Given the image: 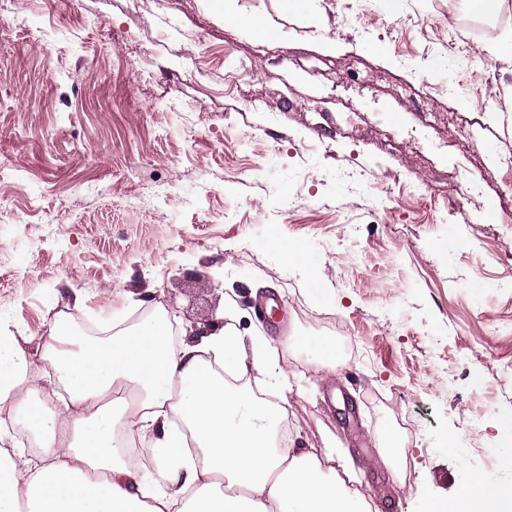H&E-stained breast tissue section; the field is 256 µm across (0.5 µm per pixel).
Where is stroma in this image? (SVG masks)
Returning a JSON list of instances; mask_svg holds the SVG:
<instances>
[{"label": "stroma", "instance_id": "obj_1", "mask_svg": "<svg viewBox=\"0 0 512 512\" xmlns=\"http://www.w3.org/2000/svg\"><path fill=\"white\" fill-rule=\"evenodd\" d=\"M12 0L0 13V316L177 329L232 307L278 350L290 438L360 461L397 435L382 512H427L497 456L512 413V58L468 41L448 0ZM466 57L449 95L436 59ZM482 177L472 200L461 193ZM309 252L307 266L289 249ZM330 292L313 306L311 281ZM350 339L320 380L296 336ZM234 1L236 0H224L225 21L233 22L243 29L253 31L260 36H269V31L261 28L255 18L236 11Z\"/></svg>", "mask_w": 512, "mask_h": 512}]
</instances>
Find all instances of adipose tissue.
<instances>
[{
  "instance_id": "adipose-tissue-1",
  "label": "adipose tissue",
  "mask_w": 512,
  "mask_h": 512,
  "mask_svg": "<svg viewBox=\"0 0 512 512\" xmlns=\"http://www.w3.org/2000/svg\"><path fill=\"white\" fill-rule=\"evenodd\" d=\"M226 325L179 343L163 306L109 336L68 317L34 337L0 317V404L38 437V452L3 449L0 512H372L362 478L336 449L282 446L286 372L261 337ZM36 345L65 395L40 392ZM279 380L277 403L229 385L225 374ZM137 439L134 463L117 433ZM512 502V482L473 476L449 512Z\"/></svg>"
}]
</instances>
